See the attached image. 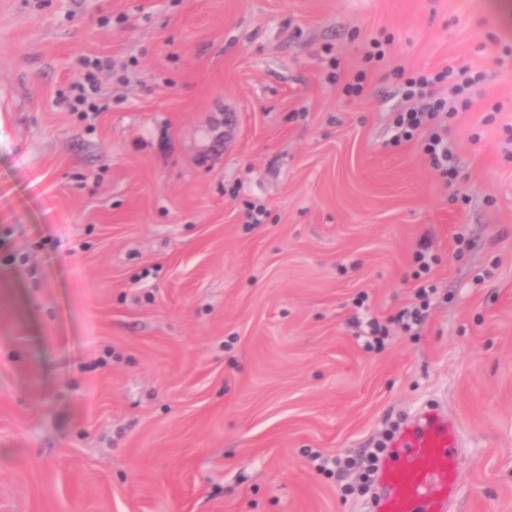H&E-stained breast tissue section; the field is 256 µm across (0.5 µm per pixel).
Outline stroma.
Listing matches in <instances>:
<instances>
[{"label": "stroma", "instance_id": "stroma-1", "mask_svg": "<svg viewBox=\"0 0 512 512\" xmlns=\"http://www.w3.org/2000/svg\"><path fill=\"white\" fill-rule=\"evenodd\" d=\"M450 67L449 186L389 126ZM433 402L512 512V0H0V512H365L310 451ZM83 66L86 72L83 74L81 81L74 84L73 90L75 94L70 101L71 111H78L79 107H86L88 111H98V105L96 104V94L98 92V73L104 69V64L99 58H85L83 60Z\"/></svg>", "mask_w": 512, "mask_h": 512}]
</instances>
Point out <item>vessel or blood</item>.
I'll return each mask as SVG.
<instances>
[{
	"label": "vessel or blood",
	"instance_id": "1",
	"mask_svg": "<svg viewBox=\"0 0 512 512\" xmlns=\"http://www.w3.org/2000/svg\"><path fill=\"white\" fill-rule=\"evenodd\" d=\"M458 450L454 421L436 408L419 411L395 431L368 512H448L458 482Z\"/></svg>",
	"mask_w": 512,
	"mask_h": 512
}]
</instances>
